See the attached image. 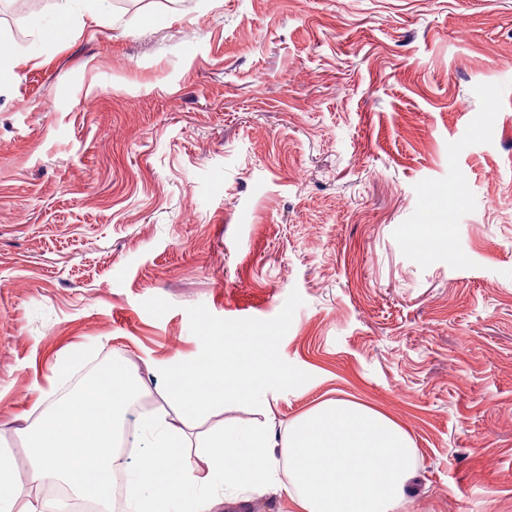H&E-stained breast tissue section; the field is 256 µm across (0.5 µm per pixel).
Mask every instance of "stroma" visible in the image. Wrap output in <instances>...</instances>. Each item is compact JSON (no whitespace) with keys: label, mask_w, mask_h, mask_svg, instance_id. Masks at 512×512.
I'll list each match as a JSON object with an SVG mask.
<instances>
[{"label":"stroma","mask_w":512,"mask_h":512,"mask_svg":"<svg viewBox=\"0 0 512 512\" xmlns=\"http://www.w3.org/2000/svg\"><path fill=\"white\" fill-rule=\"evenodd\" d=\"M6 2L0 454L27 473L20 428L108 358L158 410L268 336L199 431L355 400L412 439L408 512H512V0H109L44 41L54 0ZM219 337H211L215 353L181 365L172 374L167 395L184 427L207 417L218 403L252 397L271 375L267 340L225 337L223 344Z\"/></svg>","instance_id":"35a3bbf8"}]
</instances>
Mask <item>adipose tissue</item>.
Masks as SVG:
<instances>
[{"label":"adipose tissue","mask_w":512,"mask_h":512,"mask_svg":"<svg viewBox=\"0 0 512 512\" xmlns=\"http://www.w3.org/2000/svg\"><path fill=\"white\" fill-rule=\"evenodd\" d=\"M91 24L110 21L104 0H56L51 34L67 31L74 11ZM213 354L181 365L167 395L182 421L160 415L142 426L150 445L132 459L119 450L120 419L141 389L135 371L111 364L87 378L40 424L25 428L32 470L20 478L0 456V512H37L31 492L58 481L108 512L113 476H127L130 512H209L216 496L237 505L279 487L294 512H405L416 450L393 418L361 403L329 400L291 421L283 435L273 422L225 424L210 431L200 465L186 463L187 425L216 404L247 399L271 375L267 340L216 342Z\"/></svg>","instance_id":"ef3b65f1"}]
</instances>
